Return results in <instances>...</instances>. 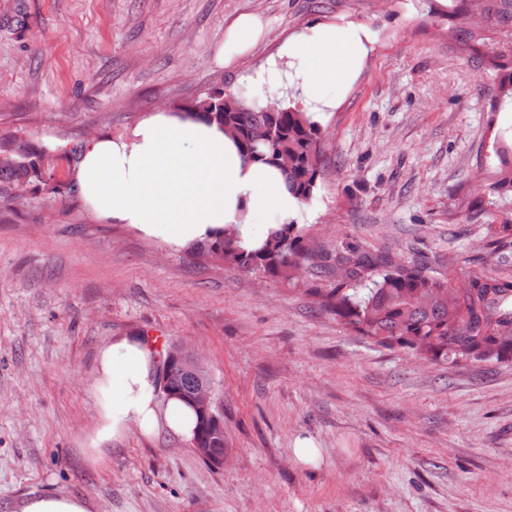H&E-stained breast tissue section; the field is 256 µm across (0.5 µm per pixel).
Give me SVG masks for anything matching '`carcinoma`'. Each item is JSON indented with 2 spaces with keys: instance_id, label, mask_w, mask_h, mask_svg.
I'll return each instance as SVG.
<instances>
[{
  "instance_id": "carcinoma-1",
  "label": "carcinoma",
  "mask_w": 512,
  "mask_h": 512,
  "mask_svg": "<svg viewBox=\"0 0 512 512\" xmlns=\"http://www.w3.org/2000/svg\"><path fill=\"white\" fill-rule=\"evenodd\" d=\"M448 17L470 14L475 27H454L451 36L481 65L501 71L498 99L512 105V0H448ZM176 109L216 122L234 131L246 159L282 169L306 203L318 189L322 135L319 122L297 109L269 112L240 94L214 88ZM264 129L268 139L255 141ZM84 146L35 145L17 135L0 136V199L19 198L27 186L54 178L64 162L78 168ZM499 166L488 185L489 200L467 203L472 215L487 212L493 198L512 193V158L506 148L495 150ZM490 241L476 256L448 262V275L437 276L427 256L403 261L390 254L370 253L356 243L329 252L313 243L304 228L288 225L258 251L243 252L235 238L222 231L196 245V250L265 277L292 281L303 273L333 277L329 288L312 286L306 293L346 327L387 347H401L433 362H468L496 358L512 362V218L489 225ZM197 380L175 370L168 379L172 395L193 400ZM194 442L224 450V431L199 418Z\"/></svg>"
}]
</instances>
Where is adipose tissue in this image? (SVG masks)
Listing matches in <instances>:
<instances>
[{"label": "adipose tissue", "mask_w": 512, "mask_h": 512, "mask_svg": "<svg viewBox=\"0 0 512 512\" xmlns=\"http://www.w3.org/2000/svg\"><path fill=\"white\" fill-rule=\"evenodd\" d=\"M266 30L255 15L240 16L224 39V58L244 54ZM367 35L343 25L312 28L287 38L275 57L247 74L256 92L282 87V105L319 116L336 105L330 88L346 84L368 51ZM79 183L86 201L124 224L174 245L233 228L240 249H260L273 231L301 223L304 205L276 168L246 160L217 124L164 109L139 123L131 138L101 136L84 151ZM159 359L144 337H113L96 358L92 392L97 423L87 438L98 464L130 428L152 438L192 440L194 409L160 399Z\"/></svg>", "instance_id": "obj_1"}]
</instances>
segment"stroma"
I'll return each instance as SVG.
<instances>
[{
  "label": "stroma",
  "instance_id": "obj_1",
  "mask_svg": "<svg viewBox=\"0 0 512 512\" xmlns=\"http://www.w3.org/2000/svg\"><path fill=\"white\" fill-rule=\"evenodd\" d=\"M266 34L218 56L240 15ZM351 24L372 43L320 120L304 226L408 260L471 257L477 195L512 141L495 70L468 62L437 0H0V135L73 147L221 86L250 91L283 38ZM174 246L83 196L0 201V512L40 493L95 512H512V363H425L345 328L306 292ZM196 356L224 409V463L130 432L91 465L96 354L112 337ZM313 437L319 466L293 458Z\"/></svg>",
  "mask_w": 512,
  "mask_h": 512
}]
</instances>
